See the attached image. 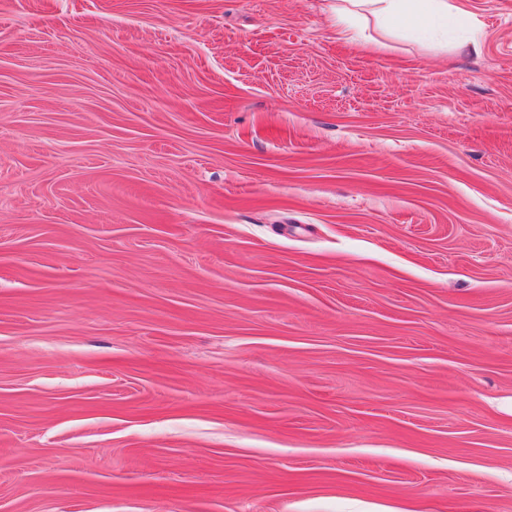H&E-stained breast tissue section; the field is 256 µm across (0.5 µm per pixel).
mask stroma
Returning a JSON list of instances; mask_svg holds the SVG:
<instances>
[{
    "instance_id": "35a3bbf8",
    "label": "stroma",
    "mask_w": 512,
    "mask_h": 512,
    "mask_svg": "<svg viewBox=\"0 0 512 512\" xmlns=\"http://www.w3.org/2000/svg\"><path fill=\"white\" fill-rule=\"evenodd\" d=\"M460 2L0 0V512H512V0ZM327 11L336 38L364 45L377 42L363 35L366 15L389 33L430 40L448 27H463L468 14L449 0H330Z\"/></svg>"
}]
</instances>
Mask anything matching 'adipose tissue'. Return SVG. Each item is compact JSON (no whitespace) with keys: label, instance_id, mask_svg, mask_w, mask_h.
Wrapping results in <instances>:
<instances>
[{"label":"adipose tissue","instance_id":"obj_1","mask_svg":"<svg viewBox=\"0 0 512 512\" xmlns=\"http://www.w3.org/2000/svg\"><path fill=\"white\" fill-rule=\"evenodd\" d=\"M327 11L337 38L357 43L365 40L363 23L370 15L389 33L423 40L468 22L452 0H330Z\"/></svg>","mask_w":512,"mask_h":512}]
</instances>
